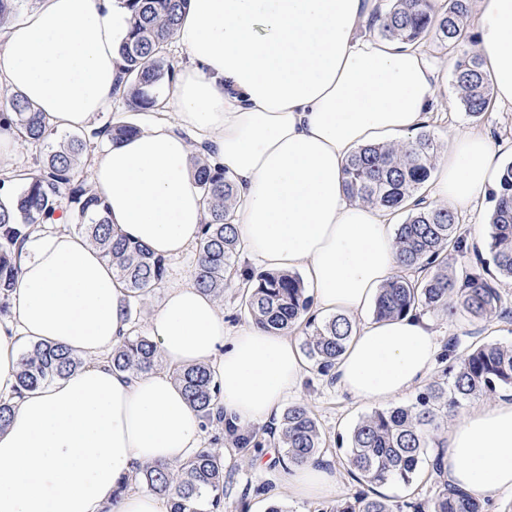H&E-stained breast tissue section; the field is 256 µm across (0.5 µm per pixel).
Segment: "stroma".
Here are the masks:
<instances>
[{
  "label": "stroma",
  "instance_id": "stroma-1",
  "mask_svg": "<svg viewBox=\"0 0 512 512\" xmlns=\"http://www.w3.org/2000/svg\"><path fill=\"white\" fill-rule=\"evenodd\" d=\"M431 64L438 68L441 76V88L434 111L426 125V130L434 138L438 150H445L449 139L459 130L480 135L492 136L501 143L512 144V110L497 104H490L480 118L466 115L458 102V93L454 84V66L456 54L441 45L434 37L427 36L419 42ZM492 198H484L476 208L459 213L457 222L467 235L471 255L486 256L485 241L489 234L488 217L493 209ZM502 306L508 314L485 322L464 317L454 319L439 314H431L430 319L436 331L439 352L432 369L433 375H440L448 365V340L455 337L460 347H468L478 340L512 344V282L499 284ZM289 404L304 403L313 412L326 444L322 453L323 460L335 467L340 484L337 499H351L360 493H374L388 500L393 507L399 508L408 503H427L436 493V486L428 471H421L412 485L404 486L386 483L371 486L353 476L346 464L345 442L359 418L372 410L371 404L360 402L343 393L330 377L317 373L315 368H307L295 392L288 398ZM226 466L234 473L224 486V512H239L240 501L259 507L267 512L276 502L286 504L288 512H317L315 501H300L289 495L285 474L282 469H269L267 474H259L252 463L238 462L226 458Z\"/></svg>",
  "mask_w": 512,
  "mask_h": 512
}]
</instances>
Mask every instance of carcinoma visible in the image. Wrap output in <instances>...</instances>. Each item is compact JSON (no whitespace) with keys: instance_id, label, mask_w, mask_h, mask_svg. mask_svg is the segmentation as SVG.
I'll use <instances>...</instances> for the list:
<instances>
[{"instance_id":"1","label":"carcinoma","mask_w":512,"mask_h":512,"mask_svg":"<svg viewBox=\"0 0 512 512\" xmlns=\"http://www.w3.org/2000/svg\"><path fill=\"white\" fill-rule=\"evenodd\" d=\"M24 2L0 0V28L16 18ZM129 2L130 32L120 47L126 75L121 102L129 112L156 111L161 108L160 89L174 77V65L166 59L165 49L188 0ZM467 14L468 0H447L438 10L432 0H389L376 30L385 39L406 43L431 34L456 51L454 82L459 102L471 116L479 117L487 109L491 87L480 56L466 44L463 30ZM0 121L42 151L35 167L19 173L23 183L15 204L9 208L0 205V316L8 312L24 241L65 200L80 220L78 229L125 284L129 316L136 320L146 297L166 279L167 260L112 228L107 208L84 168L90 144L106 145L134 136L138 125L108 120L59 142L42 113L18 94L0 104ZM436 150L433 138L422 132L408 142L362 147L346 167L345 186L351 197L393 213L408 211L395 230L399 271L379 288L375 300L378 320L412 311L490 320L500 314L498 282L512 281V164L503 168L499 186L492 192L494 207L486 246L495 273L476 266L460 278L455 265L467 247L454 212L432 206L418 195L429 177ZM194 165L196 183L207 205V219L196 248L194 282L200 290L222 300L241 250L231 217L236 190L224 170L203 154L195 157ZM239 292L250 320L262 328L283 334L304 328L302 353L324 376L329 375L357 331L355 322L345 315L334 314L320 321L311 315L312 299L295 274L251 272L241 282ZM449 352L453 357L448 367L418 391L411 403L377 409L358 420L348 441L351 474L370 484H412L428 449L444 447L442 430L459 416L462 407L512 389V345L487 341L472 344L458 354L452 343ZM160 357L156 343L136 333L114 346L106 362L112 370L133 376L153 371ZM81 366L82 360L74 352L37 344L21 355L16 392L37 389ZM174 378L203 419L202 428L218 431L214 445L224 441L234 454L249 457L271 441L282 448L278 463L285 470L320 457L325 447L322 431L304 403L289 406L272 431L264 426L243 430L224 420L221 383L210 366L179 369ZM431 468L438 478V491L425 507L428 512H484L480 498L448 485L440 457L434 458ZM224 470V455L205 447L177 466H142L135 486L165 499L168 512H224ZM411 508L413 512L425 509L420 503ZM321 512L393 510L386 499L364 495L352 502L329 505Z\"/></svg>"}]
</instances>
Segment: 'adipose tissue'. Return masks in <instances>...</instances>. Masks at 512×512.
Instances as JSON below:
<instances>
[{"mask_svg":"<svg viewBox=\"0 0 512 512\" xmlns=\"http://www.w3.org/2000/svg\"><path fill=\"white\" fill-rule=\"evenodd\" d=\"M379 0H188L173 39L188 53L158 121L112 143L89 169L113 228L176 261L196 246L206 218L195 183V129L233 179L232 219L246 257L274 271L300 270L316 308L356 315L398 269L388 212L345 191L361 147L407 140L440 89L416 45L368 31ZM127 0H38L0 34V83L55 129H89L123 87L118 49ZM483 70L499 106L512 108V0H479ZM504 149L455 132L434 164L430 198L459 212L496 188ZM71 215L24 242L11 306L0 318V397L14 400L0 430V512H166L152 493L127 489L138 466L176 465L202 444V421L172 376L215 368L225 418L270 421L306 365L295 341L249 322L224 332V315L192 276L168 286L149 334L165 369L128 376L106 361L130 330L127 290ZM44 343L92 356L47 386L16 394L23 348ZM437 345L422 314L367 322L333 374L351 397L384 404L430 372ZM440 454L452 486L481 495L512 490V401L465 411ZM338 475L314 461L290 468L302 501L335 496Z\"/></svg>","mask_w":512,"mask_h":512,"instance_id":"ef3b65f1","label":"adipose tissue"}]
</instances>
